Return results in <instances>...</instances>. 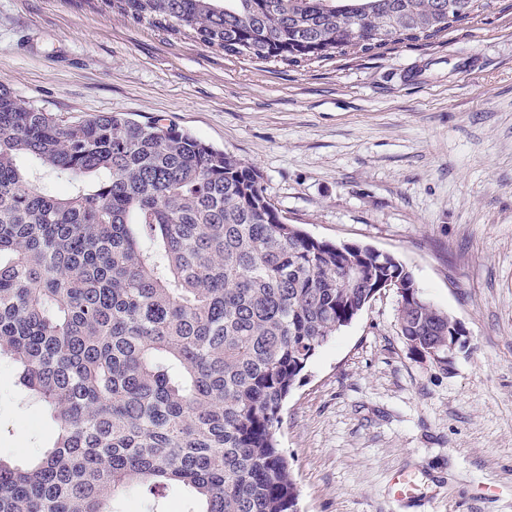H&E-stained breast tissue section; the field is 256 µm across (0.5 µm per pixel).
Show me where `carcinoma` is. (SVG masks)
Here are the masks:
<instances>
[{"instance_id": "obj_1", "label": "carcinoma", "mask_w": 512, "mask_h": 512, "mask_svg": "<svg viewBox=\"0 0 512 512\" xmlns=\"http://www.w3.org/2000/svg\"><path fill=\"white\" fill-rule=\"evenodd\" d=\"M252 62L428 44L485 0H101ZM63 182L59 194L41 184ZM400 263L286 223L260 173L174 124L71 121L0 88V361L54 424L0 458V512H112L134 486L187 512H297L277 430L319 349ZM418 356L448 314L406 302Z\"/></svg>"}]
</instances>
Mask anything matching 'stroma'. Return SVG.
Instances as JSON below:
<instances>
[{
	"mask_svg": "<svg viewBox=\"0 0 512 512\" xmlns=\"http://www.w3.org/2000/svg\"><path fill=\"white\" fill-rule=\"evenodd\" d=\"M0 84L47 112L159 118L262 176L287 223L368 245L461 323L443 364L379 291L316 354L277 432L299 512H512V0L435 42L252 63L99 0H0ZM53 423L0 362V456ZM399 469L433 493L400 501Z\"/></svg>",
	"mask_w": 512,
	"mask_h": 512,
	"instance_id": "stroma-1",
	"label": "stroma"
}]
</instances>
